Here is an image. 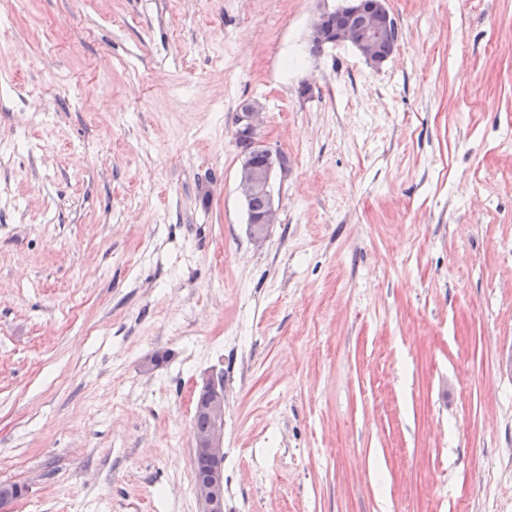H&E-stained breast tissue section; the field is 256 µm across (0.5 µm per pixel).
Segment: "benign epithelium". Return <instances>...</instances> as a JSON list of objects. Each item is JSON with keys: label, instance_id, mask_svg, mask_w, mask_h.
Wrapping results in <instances>:
<instances>
[{"label": "benign epithelium", "instance_id": "benign-epithelium-1", "mask_svg": "<svg viewBox=\"0 0 512 512\" xmlns=\"http://www.w3.org/2000/svg\"><path fill=\"white\" fill-rule=\"evenodd\" d=\"M393 15L388 0H346L336 9H325L314 19L308 40L313 45L351 44L373 68H380L398 49L392 40ZM264 105L257 99L243 101L236 113L234 136L252 142L254 152L240 158L238 191L247 211L253 240L264 238L278 223V208L271 186L279 172L288 169L285 154L273 149L264 131ZM264 196L260 209L251 207L254 198ZM194 412L205 413L209 426L193 431L194 460L204 462L193 485L203 512H224V379L212 376L194 394Z\"/></svg>", "mask_w": 512, "mask_h": 512}]
</instances>
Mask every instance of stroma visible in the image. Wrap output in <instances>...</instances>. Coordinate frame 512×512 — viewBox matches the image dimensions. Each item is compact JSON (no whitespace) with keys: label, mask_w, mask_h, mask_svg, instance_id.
I'll list each match as a JSON object with an SVG mask.
<instances>
[{"label":"stroma","mask_w":512,"mask_h":512,"mask_svg":"<svg viewBox=\"0 0 512 512\" xmlns=\"http://www.w3.org/2000/svg\"><path fill=\"white\" fill-rule=\"evenodd\" d=\"M0 0V483L14 512H512V0ZM312 92L300 98L299 88ZM279 221L249 235L239 105ZM336 9H324L314 19L308 40L313 45L351 44L373 68H380L398 49L402 37L387 0H346ZM264 105L257 99L243 101L236 113L234 136L240 155L238 170V191L247 211L250 235L253 240L264 238L271 224L278 223V208L272 195L271 186L278 172L288 169V158L274 150L264 131ZM250 142H249V141ZM265 196L267 203L261 209H253L254 198ZM194 461L204 462L193 493L204 512H224V379L212 376L193 398ZM209 418L208 419L204 414ZM207 427V428H206ZM206 428V429H205ZM205 429V430H204ZM199 430V431H197ZM204 430V431H202Z\"/></svg>","instance_id":"obj_1"}]
</instances>
